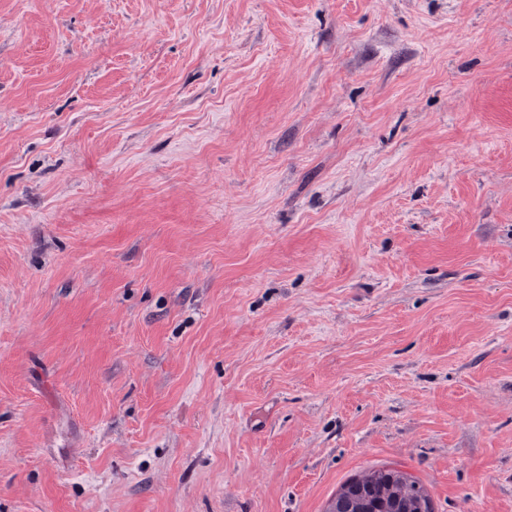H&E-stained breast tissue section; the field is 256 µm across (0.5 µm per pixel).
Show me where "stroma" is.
<instances>
[{"label": "stroma", "mask_w": 512, "mask_h": 512, "mask_svg": "<svg viewBox=\"0 0 512 512\" xmlns=\"http://www.w3.org/2000/svg\"><path fill=\"white\" fill-rule=\"evenodd\" d=\"M512 512V0H0V512ZM326 512H435L420 482L398 468L372 469L346 480Z\"/></svg>", "instance_id": "stroma-1"}]
</instances>
